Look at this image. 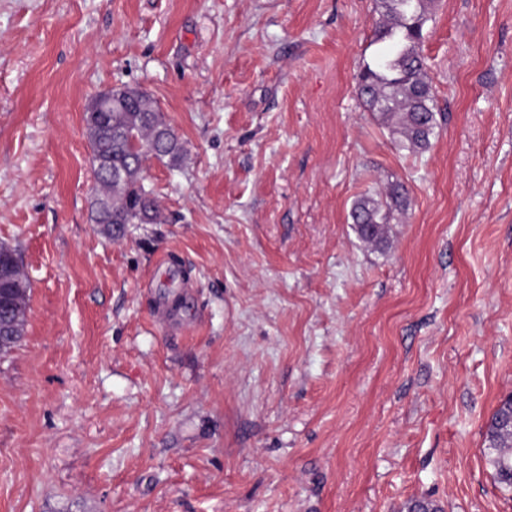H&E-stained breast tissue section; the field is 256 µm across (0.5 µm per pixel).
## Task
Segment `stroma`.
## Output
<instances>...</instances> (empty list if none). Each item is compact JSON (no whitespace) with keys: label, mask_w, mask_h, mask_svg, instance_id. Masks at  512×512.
Listing matches in <instances>:
<instances>
[{"label":"stroma","mask_w":512,"mask_h":512,"mask_svg":"<svg viewBox=\"0 0 512 512\" xmlns=\"http://www.w3.org/2000/svg\"><path fill=\"white\" fill-rule=\"evenodd\" d=\"M375 0H0V512H512V0H434L441 126L358 97ZM149 91L186 149L159 224L103 233L83 112ZM404 183L387 244L363 194ZM9 248L11 249L9 257L3 263L0 261V311L10 314V321L15 326V337L8 348L0 350V356H6L12 352L20 345L25 336L26 313L30 291L29 279L22 269L16 250L11 247ZM7 263L11 264L10 278L5 279L3 278L2 267ZM503 400L487 424L486 449L494 479L504 489L512 490V426L500 420L507 404Z\"/></svg>","instance_id":"35a3bbf8"}]
</instances>
